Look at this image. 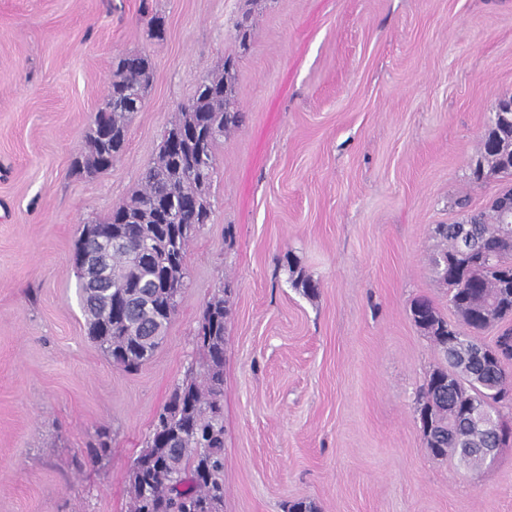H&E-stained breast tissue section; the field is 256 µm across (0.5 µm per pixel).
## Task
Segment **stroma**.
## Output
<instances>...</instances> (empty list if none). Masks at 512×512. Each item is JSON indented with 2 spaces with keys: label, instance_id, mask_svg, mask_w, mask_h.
Segmentation results:
<instances>
[{
  "label": "stroma",
  "instance_id": "stroma-1",
  "mask_svg": "<svg viewBox=\"0 0 512 512\" xmlns=\"http://www.w3.org/2000/svg\"><path fill=\"white\" fill-rule=\"evenodd\" d=\"M137 51L151 83L125 150L80 176ZM225 67L243 119L215 149L177 313L128 372L86 333L79 228L130 198ZM510 97L512 0H0V512H128L129 469L227 287L221 512H512V441L474 473L429 454L418 411L442 358L411 316L421 298L454 316L436 229L501 190L473 169Z\"/></svg>",
  "mask_w": 512,
  "mask_h": 512
}]
</instances>
